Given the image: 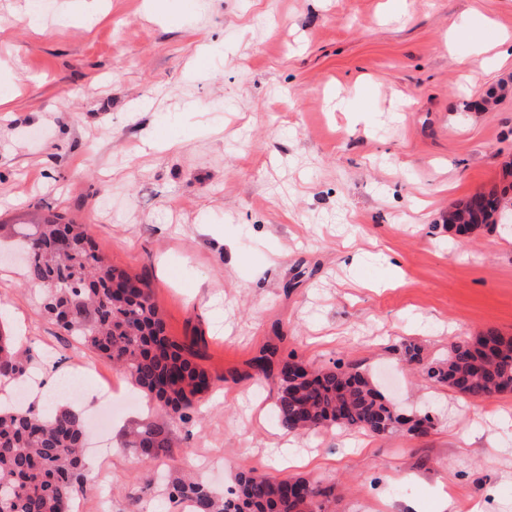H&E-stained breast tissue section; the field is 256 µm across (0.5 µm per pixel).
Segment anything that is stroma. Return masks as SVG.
Returning a JSON list of instances; mask_svg holds the SVG:
<instances>
[{
  "instance_id": "stroma-1",
  "label": "stroma",
  "mask_w": 512,
  "mask_h": 512,
  "mask_svg": "<svg viewBox=\"0 0 512 512\" xmlns=\"http://www.w3.org/2000/svg\"><path fill=\"white\" fill-rule=\"evenodd\" d=\"M0 0V225L59 213L149 285L165 331L221 379L190 422L125 402L105 356L49 320L0 236V322L31 370L64 369L103 449L76 512H188L125 431L167 422L218 493L240 473L332 487L325 512H512V393L472 401L407 363L512 336V229L463 241L449 208L512 183V0ZM355 364L427 436L279 425L267 345ZM111 384L112 397L102 387ZM172 454V455H173Z\"/></svg>"
}]
</instances>
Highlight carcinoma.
I'll use <instances>...</instances> for the list:
<instances>
[{"label": "carcinoma", "mask_w": 512, "mask_h": 512, "mask_svg": "<svg viewBox=\"0 0 512 512\" xmlns=\"http://www.w3.org/2000/svg\"><path fill=\"white\" fill-rule=\"evenodd\" d=\"M504 201L494 191L471 196L448 212V231L463 224L477 236L502 218ZM19 246L26 279L44 290L46 314L112 361L157 408L188 421V410L215 380L197 363L194 343L167 336L149 286H134L135 279L101 254L86 225L60 214L29 225ZM277 354L275 346L262 349L248 378L278 377L276 418L288 432L336 427L425 435L431 428L427 415L415 419L400 413L355 365L315 370L294 354L284 361ZM28 370L10 336L0 330V378L19 383ZM426 375L474 401L512 392V336L490 328L457 342L442 362L427 367ZM86 435L82 416L68 407H0V498L7 512H71L73 500L84 492ZM130 435L150 459L171 447L164 424L148 423ZM166 493L194 512H322L319 498L332 489L251 470L239 475L233 497L224 499L178 465L169 471Z\"/></svg>", "instance_id": "cac0c4a2"}]
</instances>
